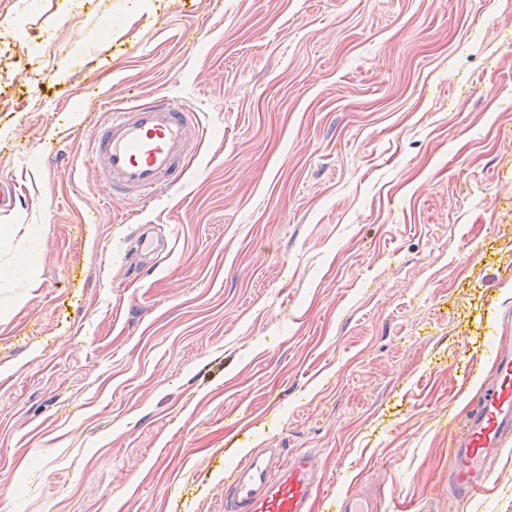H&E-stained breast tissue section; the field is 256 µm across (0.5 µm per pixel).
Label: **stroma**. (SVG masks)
Returning <instances> with one entry per match:
<instances>
[{
  "label": "stroma",
  "instance_id": "stroma-1",
  "mask_svg": "<svg viewBox=\"0 0 512 512\" xmlns=\"http://www.w3.org/2000/svg\"><path fill=\"white\" fill-rule=\"evenodd\" d=\"M158 95L203 130L182 185L104 201L84 140ZM0 180L46 240L0 512H224L254 448L322 456L313 512H512V446L462 502L444 436L512 308V0H0ZM336 512H378L373 497L357 486L336 498Z\"/></svg>",
  "mask_w": 512,
  "mask_h": 512
}]
</instances>
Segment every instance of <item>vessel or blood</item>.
Here are the masks:
<instances>
[{
    "label": "vessel or blood",
    "mask_w": 512,
    "mask_h": 512,
    "mask_svg": "<svg viewBox=\"0 0 512 512\" xmlns=\"http://www.w3.org/2000/svg\"><path fill=\"white\" fill-rule=\"evenodd\" d=\"M199 124L186 105L157 97L110 109L90 133L85 153L106 197L148 202L179 185L194 153ZM492 377L470 401L468 418L448 426V489L457 499L483 493L492 460L512 442V312L503 311L492 339ZM319 454L286 457L257 448L224 474V512H311L324 485ZM335 512H378L363 488L336 499Z\"/></svg>",
    "instance_id": "b4317fda"
}]
</instances>
